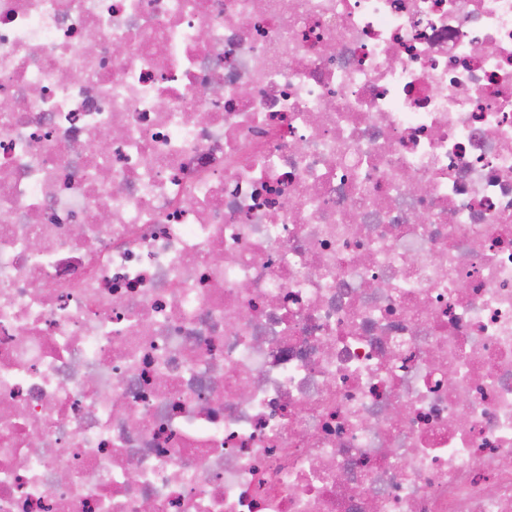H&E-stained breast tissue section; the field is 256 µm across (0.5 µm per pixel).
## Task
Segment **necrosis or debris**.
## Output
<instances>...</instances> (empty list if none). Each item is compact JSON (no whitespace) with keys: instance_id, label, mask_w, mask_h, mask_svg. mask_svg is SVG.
<instances>
[{"instance_id":"1","label":"necrosis or debris","mask_w":512,"mask_h":512,"mask_svg":"<svg viewBox=\"0 0 512 512\" xmlns=\"http://www.w3.org/2000/svg\"><path fill=\"white\" fill-rule=\"evenodd\" d=\"M0 512H512V0H0Z\"/></svg>"}]
</instances>
